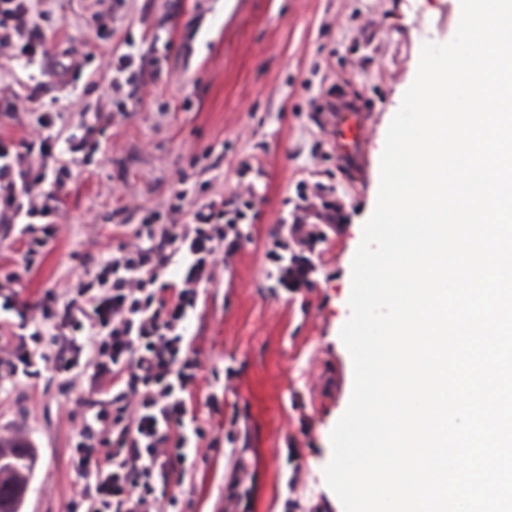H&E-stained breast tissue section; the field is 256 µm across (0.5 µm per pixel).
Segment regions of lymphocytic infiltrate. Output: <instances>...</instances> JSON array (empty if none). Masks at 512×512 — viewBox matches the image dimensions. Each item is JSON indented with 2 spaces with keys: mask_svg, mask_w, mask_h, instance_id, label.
<instances>
[{
  "mask_svg": "<svg viewBox=\"0 0 512 512\" xmlns=\"http://www.w3.org/2000/svg\"><path fill=\"white\" fill-rule=\"evenodd\" d=\"M48 0H0V116L20 124L25 137H0V227L17 247L0 271V382L31 378L41 369L87 384L88 397L71 454L80 480L70 512H177L175 486L190 467L191 437L185 399L198 359L185 323L218 260L234 253L224 239V200L186 203L184 192L165 214L126 233L116 251L99 256L76 282L22 298L33 272L60 232L62 193L88 144L112 115L93 126H60L53 104L20 91L17 68L50 58L45 25ZM66 153H57L58 144ZM179 279L165 273L176 255Z\"/></svg>",
  "mask_w": 512,
  "mask_h": 512,
  "instance_id": "1",
  "label": "lymphocytic infiltrate"
}]
</instances>
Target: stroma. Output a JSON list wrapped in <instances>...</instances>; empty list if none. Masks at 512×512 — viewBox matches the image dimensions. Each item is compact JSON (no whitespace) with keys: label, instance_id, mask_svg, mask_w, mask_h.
Segmentation results:
<instances>
[{"label":"stroma","instance_id":"stroma-1","mask_svg":"<svg viewBox=\"0 0 512 512\" xmlns=\"http://www.w3.org/2000/svg\"><path fill=\"white\" fill-rule=\"evenodd\" d=\"M59 48L94 52L87 114L113 113L107 144L86 152L65 191L63 228L22 280L37 301L76 279L126 226L189 200L257 193L237 226V251L199 289L187 334L198 352L188 402L206 436L179 494L182 512H343L327 486L329 435L353 387L340 338L350 316L351 263L377 201L388 126L412 84L424 43H445L457 0H125L109 32L86 23L94 0H50ZM145 56L137 80L112 92L114 56ZM337 96L369 113L366 176L335 160L318 105ZM321 187L336 221L319 225L308 283L279 281L268 252L293 234L301 195ZM80 387L50 369L0 396V433L37 450L21 512H69Z\"/></svg>","mask_w":512,"mask_h":512}]
</instances>
